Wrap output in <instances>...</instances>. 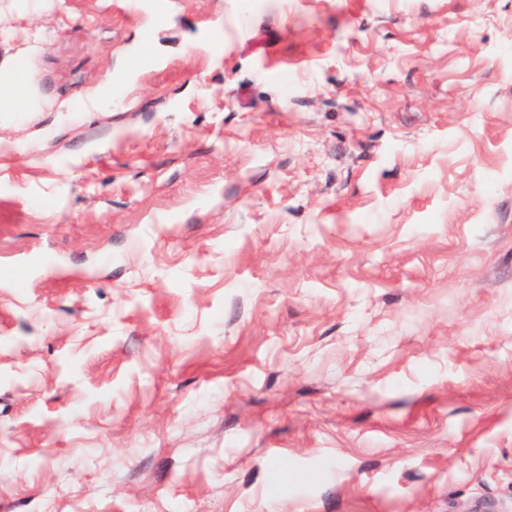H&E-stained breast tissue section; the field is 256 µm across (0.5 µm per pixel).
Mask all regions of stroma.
<instances>
[{"label": "stroma", "instance_id": "obj_1", "mask_svg": "<svg viewBox=\"0 0 512 512\" xmlns=\"http://www.w3.org/2000/svg\"><path fill=\"white\" fill-rule=\"evenodd\" d=\"M161 2L0 0V512H512V0ZM32 56L17 58L0 65V112H43L47 104L31 94L26 72L32 63ZM24 62L25 70L19 66ZM128 68L123 67L112 71L109 80L98 87L94 94H92L83 103L85 109L101 110L108 109L112 102L115 100V96L112 95V79L115 81L125 82L127 79Z\"/></svg>", "mask_w": 512, "mask_h": 512}]
</instances>
